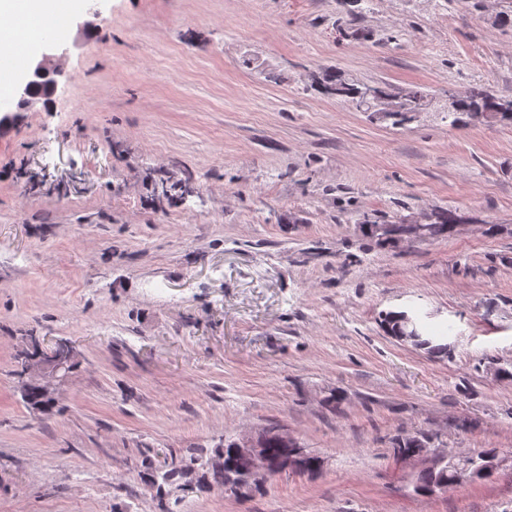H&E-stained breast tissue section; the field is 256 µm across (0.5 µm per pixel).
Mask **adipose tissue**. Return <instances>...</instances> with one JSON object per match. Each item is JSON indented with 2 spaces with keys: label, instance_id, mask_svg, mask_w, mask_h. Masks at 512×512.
Masks as SVG:
<instances>
[{
  "label": "adipose tissue",
  "instance_id": "obj_1",
  "mask_svg": "<svg viewBox=\"0 0 512 512\" xmlns=\"http://www.w3.org/2000/svg\"><path fill=\"white\" fill-rule=\"evenodd\" d=\"M77 0H0V44L16 61L24 59L36 42V27L59 6L74 7Z\"/></svg>",
  "mask_w": 512,
  "mask_h": 512
}]
</instances>
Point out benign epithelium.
Masks as SVG:
<instances>
[{
	"instance_id": "benign-epithelium-1",
	"label": "benign epithelium",
	"mask_w": 512,
	"mask_h": 512,
	"mask_svg": "<svg viewBox=\"0 0 512 512\" xmlns=\"http://www.w3.org/2000/svg\"><path fill=\"white\" fill-rule=\"evenodd\" d=\"M64 76V71L52 65L50 58L44 55L30 64L28 80L16 86L15 96L19 100H26L29 86L33 83L42 85L48 90V93L52 94L59 80ZM372 229L379 237L389 239L394 245L421 242L430 238L427 225L422 223L403 224L397 229L390 224H376L372 226ZM33 345L40 349V354L23 368L22 374L25 378L23 384H28L30 380H37L42 384L44 392L54 397L56 396L54 380L59 373L70 371L74 351L67 344H59L49 352L42 350L40 342L37 340L33 342ZM278 438L283 446L292 450V454L279 464L272 461L266 449L263 448V431L260 430L236 439L239 469L234 471V477L231 478L232 490L237 491L251 483L258 484L262 478L275 469L298 472L319 470L320 465L318 464L311 469L308 468L306 464L308 451L297 438L282 429L279 430ZM440 463L448 464V467L455 471L454 483L458 484L471 480L478 474L498 472L502 466V459L498 455H477L472 452L467 455L438 454L434 458L433 464Z\"/></svg>"
}]
</instances>
